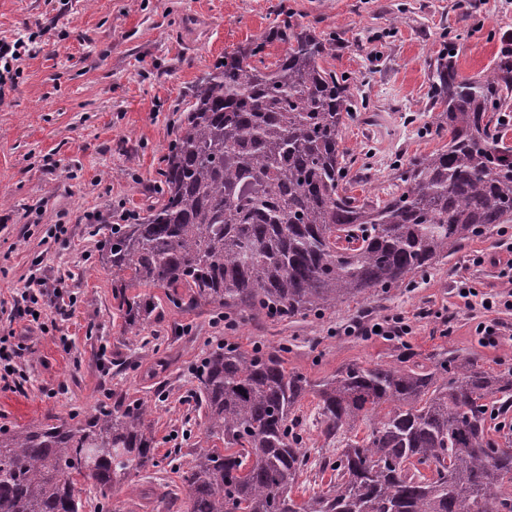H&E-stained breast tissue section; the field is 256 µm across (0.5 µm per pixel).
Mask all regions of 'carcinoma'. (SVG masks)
Here are the masks:
<instances>
[{"label": "carcinoma", "mask_w": 512, "mask_h": 512, "mask_svg": "<svg viewBox=\"0 0 512 512\" xmlns=\"http://www.w3.org/2000/svg\"><path fill=\"white\" fill-rule=\"evenodd\" d=\"M288 45L274 65L265 49ZM447 46L431 73V124L448 143L395 168L401 191L350 194L340 149L357 79L324 66L336 37L282 6L275 23L201 77L161 157L146 215L106 226L97 261L139 333L156 308L127 289L164 288L174 306L305 317L409 285L489 224H512V34L494 65L462 76ZM206 432L183 472L188 512H512V442L488 437L512 410V370L444 351L430 366L351 364L316 384L273 354L222 346L195 373ZM319 399L323 433L344 440L327 490L300 498L307 468L293 425ZM148 405L112 393L74 423L0 429V512H83L158 466ZM366 438H346L359 424Z\"/></svg>", "instance_id": "carcinoma-1"}]
</instances>
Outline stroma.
I'll return each instance as SVG.
<instances>
[{"label": "stroma", "instance_id": "1", "mask_svg": "<svg viewBox=\"0 0 512 512\" xmlns=\"http://www.w3.org/2000/svg\"><path fill=\"white\" fill-rule=\"evenodd\" d=\"M300 22L336 36L327 65L358 77L363 110L342 131L356 197L386 198L397 161L443 147L432 125L430 71L445 37L457 67L475 77L493 66L499 36L512 32V0H0V38L38 33L36 54L0 103V328L30 274L61 283L76 302L59 332L26 341L22 388L0 390V425L86 416L109 391L151 405L158 467L115 486L111 512H187L181 473L207 447L195 409L194 371L217 343L278 352L288 371L316 383L351 364L424 363L443 350L512 370V310H485L481 294L503 291L495 258L512 244V224H494L412 287L395 288L319 317L285 319L176 309L160 288L138 294L156 309L140 335L113 309L112 272L96 262L99 228L142 215L157 187L159 159L184 99L224 55L270 27L279 5ZM484 29L472 32L475 21ZM66 238H50L57 223ZM465 280L477 297L463 301ZM403 317L405 336L347 333L353 321ZM498 325L496 345L476 328ZM318 400L306 395L295 417L310 468L307 497L326 489L322 457L337 444L322 433Z\"/></svg>", "mask_w": 512, "mask_h": 512}]
</instances>
